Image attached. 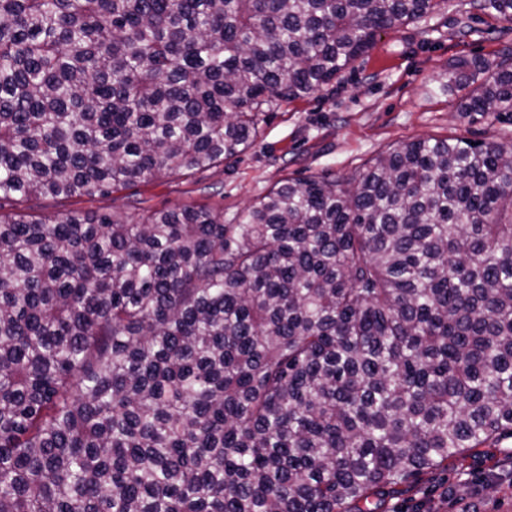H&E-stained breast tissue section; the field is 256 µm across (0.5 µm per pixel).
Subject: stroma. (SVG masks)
Wrapping results in <instances>:
<instances>
[{
	"mask_svg": "<svg viewBox=\"0 0 512 512\" xmlns=\"http://www.w3.org/2000/svg\"><path fill=\"white\" fill-rule=\"evenodd\" d=\"M512 50V28L470 6L443 0L426 21L381 32L364 55L322 91L273 102L262 133L241 159L190 177L141 182L109 197L44 200L35 211L95 213L110 209L164 210L186 205L223 211L236 223L245 208L290 179L345 177L380 152L417 138H460L480 145H512V112H461L465 89L449 90L462 60L491 63ZM512 512V438L466 451L447 469L429 470L401 486L390 512Z\"/></svg>",
	"mask_w": 512,
	"mask_h": 512,
	"instance_id": "obj_1",
	"label": "stroma"
}]
</instances>
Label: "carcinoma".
I'll use <instances>...</instances> for the list:
<instances>
[{"instance_id": "obj_1", "label": "carcinoma", "mask_w": 512, "mask_h": 512, "mask_svg": "<svg viewBox=\"0 0 512 512\" xmlns=\"http://www.w3.org/2000/svg\"><path fill=\"white\" fill-rule=\"evenodd\" d=\"M441 0H0V512H382L512 435V147L416 139L205 206L216 168ZM471 7L512 23V0ZM462 112H512V56Z\"/></svg>"}]
</instances>
